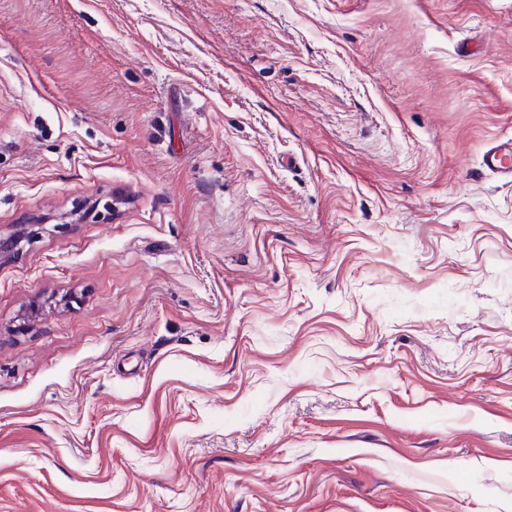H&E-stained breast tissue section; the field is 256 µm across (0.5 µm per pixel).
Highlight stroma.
Returning <instances> with one entry per match:
<instances>
[{"instance_id": "stroma-1", "label": "stroma", "mask_w": 512, "mask_h": 512, "mask_svg": "<svg viewBox=\"0 0 512 512\" xmlns=\"http://www.w3.org/2000/svg\"><path fill=\"white\" fill-rule=\"evenodd\" d=\"M505 138L512 0H0V512H512ZM482 166L488 172L512 182V138L489 146L482 155Z\"/></svg>"}]
</instances>
